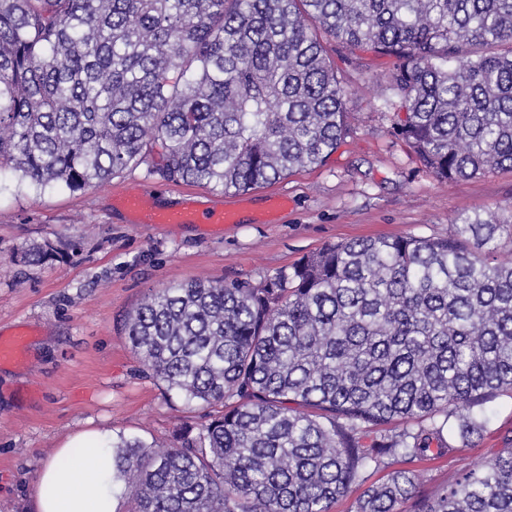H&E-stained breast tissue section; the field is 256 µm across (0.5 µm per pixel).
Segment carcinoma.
<instances>
[{"mask_svg":"<svg viewBox=\"0 0 512 512\" xmlns=\"http://www.w3.org/2000/svg\"><path fill=\"white\" fill-rule=\"evenodd\" d=\"M395 58V137L440 179L512 169V0H0V169L82 189L142 165L224 192L322 164L346 91L322 42ZM511 218L330 244L252 284L151 292L141 372L221 414L112 439L131 512H512V439L419 490L512 399ZM378 471L379 481H371Z\"/></svg>","mask_w":512,"mask_h":512,"instance_id":"1","label":"carcinoma"}]
</instances>
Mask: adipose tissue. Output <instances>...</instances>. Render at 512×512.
<instances>
[{
    "label": "adipose tissue",
    "mask_w": 512,
    "mask_h": 512,
    "mask_svg": "<svg viewBox=\"0 0 512 512\" xmlns=\"http://www.w3.org/2000/svg\"><path fill=\"white\" fill-rule=\"evenodd\" d=\"M33 499L35 512H116L110 450L75 436L42 466Z\"/></svg>",
    "instance_id": "1"
}]
</instances>
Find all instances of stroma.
Instances as JSON below:
<instances>
[{
  "label": "stroma",
  "instance_id": "1",
  "mask_svg": "<svg viewBox=\"0 0 512 512\" xmlns=\"http://www.w3.org/2000/svg\"><path fill=\"white\" fill-rule=\"evenodd\" d=\"M324 43L346 84L347 135L321 165L246 198L168 182L142 166L80 190L35 191L0 172V332L24 325L32 332L23 360L0 364V512H33L39 470L75 434H122L162 446L204 423L206 407L139 372L125 322L150 291L197 279L256 284L328 244L442 238L460 217L512 213V170L443 180L393 136L396 115L387 102L394 58L329 37ZM128 188L159 205L190 196L236 206L241 221L218 234L196 224H133L112 206L114 193ZM270 195L287 196L288 211L278 223H254ZM34 245L51 259L29 260L25 252ZM509 436L512 399L505 397L493 403L474 447L431 464L430 485L488 462Z\"/></svg>",
  "mask_w": 512,
  "mask_h": 512
}]
</instances>
